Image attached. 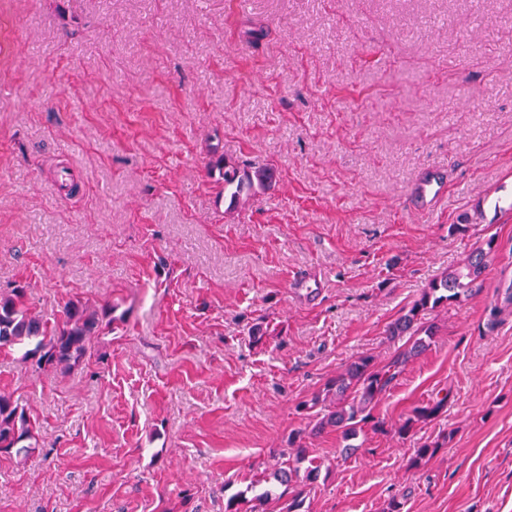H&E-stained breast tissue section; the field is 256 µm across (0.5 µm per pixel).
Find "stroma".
<instances>
[{
	"mask_svg": "<svg viewBox=\"0 0 512 512\" xmlns=\"http://www.w3.org/2000/svg\"><path fill=\"white\" fill-rule=\"evenodd\" d=\"M267 21L259 45L241 36ZM275 166L229 209L205 155ZM448 170L430 216L407 191ZM512 0H0V292L33 311L115 303L104 362L0 391L37 427L0 455V512H224L301 436L323 466L306 512H512ZM496 235L479 291L427 313L437 335L343 456L300 403ZM316 271L315 303L291 276ZM445 413L397 433L440 388ZM442 440L415 462L421 443ZM486 206L493 209L494 213L510 212V206L512 207V198L508 195H498L491 198L485 196L481 200H478L472 206V211L475 215V220H483L485 217Z\"/></svg>",
	"mask_w": 512,
	"mask_h": 512,
	"instance_id": "obj_1",
	"label": "stroma"
}]
</instances>
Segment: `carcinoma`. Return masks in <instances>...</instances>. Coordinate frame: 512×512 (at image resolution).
<instances>
[{"label":"carcinoma","mask_w":512,"mask_h":512,"mask_svg":"<svg viewBox=\"0 0 512 512\" xmlns=\"http://www.w3.org/2000/svg\"><path fill=\"white\" fill-rule=\"evenodd\" d=\"M207 174L219 184L229 207L237 206L244 198L258 189L271 186L275 171L269 166L242 167L217 154L212 148L207 153ZM496 240L486 239L462 263L447 270L440 279L432 282L411 308L397 318L388 328L393 340H405L402 348L385 365L378 367L370 357L352 361L344 372L330 381L323 397H315L312 405L325 400L333 410L316 420L312 432L318 434L328 428L340 432L347 441V449L353 450L352 441L363 432L364 425L380 428L372 410L406 364L425 352L434 342L436 326L420 321V315L442 305L459 302L468 297L488 267L494 255ZM115 307L107 302L93 305L80 299H71L63 307L62 314L53 319L33 312L26 304L22 288L11 293H0V349L20 347L24 357L31 361L32 372L39 373L49 368L64 366L74 368L91 361L102 362L99 339L112 332V317ZM449 393L436 396L412 412L399 427V434L406 436L419 423L438 417L448 406ZM36 427L26 411L12 400V396L0 392V454L29 452L30 447L21 445L35 438ZM292 459L284 462L276 472L277 481L284 486L281 492L264 489L257 497L258 504L250 512H300L307 496V487L314 483L320 467L302 464L309 461V449L296 444Z\"/></svg>","instance_id":"carcinoma-1"}]
</instances>
